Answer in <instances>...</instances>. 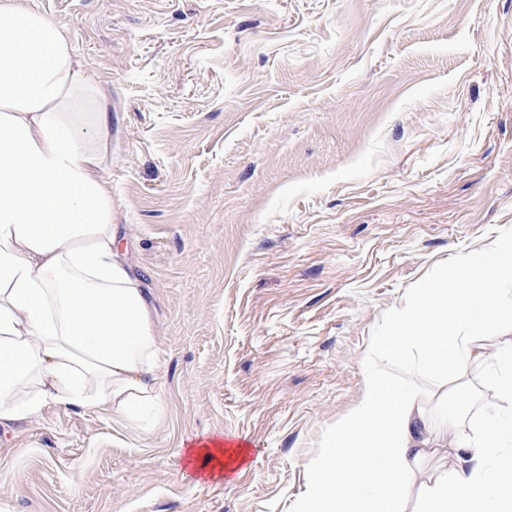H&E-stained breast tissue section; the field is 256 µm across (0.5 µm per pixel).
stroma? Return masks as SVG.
<instances>
[{
    "mask_svg": "<svg viewBox=\"0 0 512 512\" xmlns=\"http://www.w3.org/2000/svg\"><path fill=\"white\" fill-rule=\"evenodd\" d=\"M24 2L112 101L163 408L0 426V512H296L410 289L512 238V0ZM492 406L474 365L429 425L453 448ZM203 437L245 461L193 474Z\"/></svg>",
    "mask_w": 512,
    "mask_h": 512,
    "instance_id": "obj_1",
    "label": "stroma"
}]
</instances>
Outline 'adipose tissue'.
Returning a JSON list of instances; mask_svg holds the SVG:
<instances>
[{
    "label": "adipose tissue",
    "instance_id": "1",
    "mask_svg": "<svg viewBox=\"0 0 512 512\" xmlns=\"http://www.w3.org/2000/svg\"><path fill=\"white\" fill-rule=\"evenodd\" d=\"M94 104L79 112L80 100ZM112 103L101 95L69 35L23 0H0V424L54 404L132 421L161 407L159 331L153 307L122 261L112 222ZM512 261L487 255L481 283L459 275L416 288L391 336L422 349L424 368L393 360L392 393L366 378L325 452L311 462L300 512H404L411 463L442 453L425 406L447 396L469 366H487L512 402V331L488 353L484 332L512 317ZM465 466L426 484L425 512H512V417L489 410L461 433ZM243 448L212 440L188 448L193 472L223 475Z\"/></svg>",
    "mask_w": 512,
    "mask_h": 512
}]
</instances>
